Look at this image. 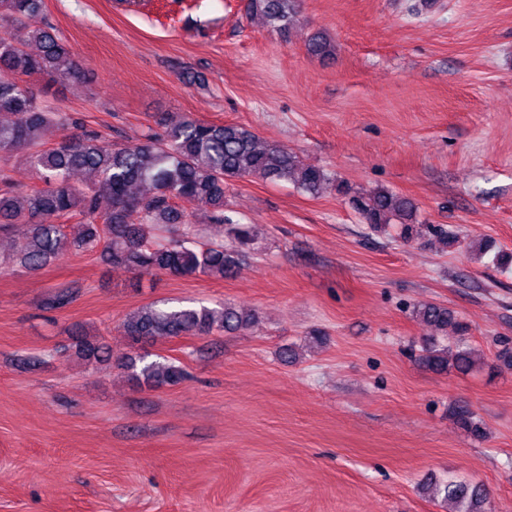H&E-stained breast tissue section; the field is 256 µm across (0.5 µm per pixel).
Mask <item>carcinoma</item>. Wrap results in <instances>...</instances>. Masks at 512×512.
<instances>
[{
  "instance_id": "obj_1",
  "label": "carcinoma",
  "mask_w": 512,
  "mask_h": 512,
  "mask_svg": "<svg viewBox=\"0 0 512 512\" xmlns=\"http://www.w3.org/2000/svg\"><path fill=\"white\" fill-rule=\"evenodd\" d=\"M43 0H0V112L13 120L0 123V153L15 154L41 179V186L26 192L9 182L0 188V231L22 217L30 235L19 254L22 266L36 272L73 251L99 250L105 262L136 276L169 274L222 279L244 259L243 248L251 243L248 225L224 215V196L231 182L259 177L272 182H291L315 196L329 181L320 167L305 165L281 144L258 143L256 133L237 124L210 123L186 115L162 118L138 144H114L98 132L80 125L70 113L57 112L27 84L25 77L39 74L51 81L79 79L83 71L71 49L50 27L31 29L26 20L42 10ZM300 8V0H249L247 11L261 15L279 31L288 30ZM53 127L76 132L47 144ZM91 176L87 183L73 175ZM205 208L208 224L225 228L234 243L197 242L184 235L158 238L156 226L191 227L190 214L176 202ZM353 207L370 228L400 226V234L414 238V202L387 188L351 197ZM76 220L80 231L71 235L67 221ZM423 321L442 331L458 334L448 346L432 342L419 356L426 368L444 373L471 370L476 360L465 343L466 327L452 311L434 303L414 308ZM252 315L230 304L160 306L148 303L128 314L127 337L134 343L158 337L207 336L215 331L233 332L248 324ZM78 355L89 364L112 358L102 344L83 341ZM130 378L149 389L177 386L186 378L176 360L145 361L130 358ZM458 426L475 438L483 428L467 406L455 411ZM429 498L450 506L449 512H489L488 491L450 476L421 486Z\"/></svg>"
}]
</instances>
